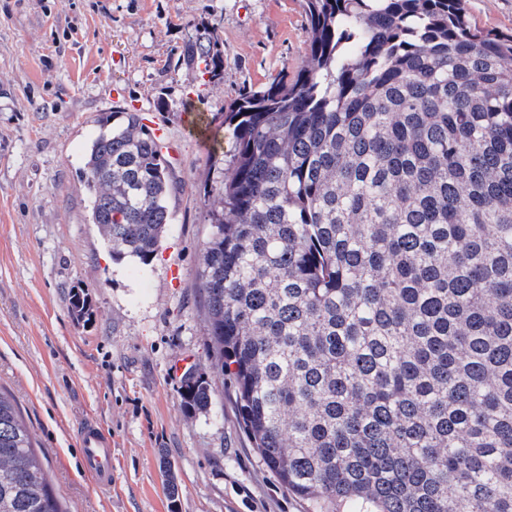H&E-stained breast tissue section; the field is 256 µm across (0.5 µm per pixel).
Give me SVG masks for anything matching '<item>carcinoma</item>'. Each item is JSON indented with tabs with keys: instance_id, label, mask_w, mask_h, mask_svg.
Masks as SVG:
<instances>
[{
	"instance_id": "obj_1",
	"label": "carcinoma",
	"mask_w": 512,
	"mask_h": 512,
	"mask_svg": "<svg viewBox=\"0 0 512 512\" xmlns=\"http://www.w3.org/2000/svg\"><path fill=\"white\" fill-rule=\"evenodd\" d=\"M305 14L304 66L230 106L203 186L197 278L243 427L315 512H512V35L463 0ZM178 63L222 79L206 36ZM143 120L101 117L82 178L112 260L147 265L177 182ZM210 402L185 376L182 408ZM34 441L0 393V512H68Z\"/></svg>"
}]
</instances>
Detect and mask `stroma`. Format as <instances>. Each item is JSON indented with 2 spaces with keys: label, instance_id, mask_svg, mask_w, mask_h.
<instances>
[{
  "label": "stroma",
  "instance_id": "obj_1",
  "mask_svg": "<svg viewBox=\"0 0 512 512\" xmlns=\"http://www.w3.org/2000/svg\"><path fill=\"white\" fill-rule=\"evenodd\" d=\"M464 5L483 30L512 34V0ZM305 27L304 0H0V393L72 512H313L253 448L212 356L195 276L212 158L183 125L193 112L215 134L240 94L295 76ZM203 34L224 52L215 85L177 63ZM116 86L178 147L173 221L147 265L112 260L81 178ZM74 288L90 303L80 319L69 311ZM187 366L211 384L207 411L180 405ZM90 419L112 438L105 491L77 467ZM164 460L179 485L174 506Z\"/></svg>",
  "mask_w": 512,
  "mask_h": 512
}]
</instances>
